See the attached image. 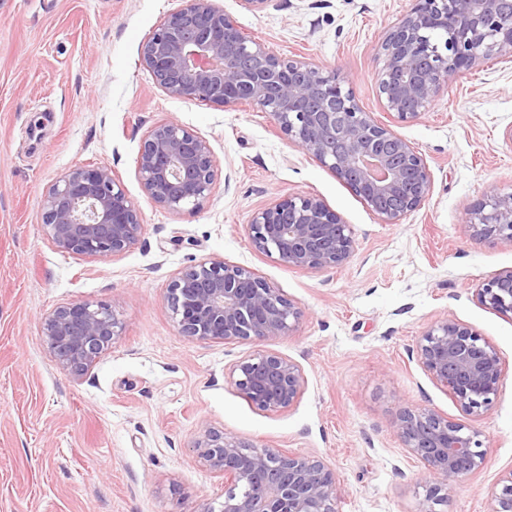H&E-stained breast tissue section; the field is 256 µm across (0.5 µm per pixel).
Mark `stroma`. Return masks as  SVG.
I'll return each instance as SVG.
<instances>
[{"label":"stroma","mask_w":512,"mask_h":512,"mask_svg":"<svg viewBox=\"0 0 512 512\" xmlns=\"http://www.w3.org/2000/svg\"><path fill=\"white\" fill-rule=\"evenodd\" d=\"M279 58L345 80L360 108L422 154L429 195L386 224L260 106L222 109L166 95L139 62L142 43L181 0H0V512H204L224 479L193 442L215 428L243 441L323 459L340 479L338 512H423L424 466L394 421L406 406L476 423L481 469L448 484L447 512H491L512 474V319L476 292L512 269V243L472 236L468 206L512 190V63L460 72L416 120L383 106L378 47L412 0H215ZM172 119L204 137L216 161L197 210L155 205L136 172L141 140ZM112 170L142 219L121 255L57 250L41 226L46 189L68 170ZM287 194L321 198L356 243L340 269H295L252 244L253 213ZM206 257L245 267L299 303L290 335L259 344L179 336L167 302L179 272ZM72 301L112 305L122 324L84 376L55 361L43 318ZM471 326L500 353L504 374L472 419L421 367L416 343L432 323ZM297 362L305 387L266 411L230 380L250 354Z\"/></svg>","instance_id":"35a3bbf8"}]
</instances>
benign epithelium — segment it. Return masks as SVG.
<instances>
[{"mask_svg":"<svg viewBox=\"0 0 512 512\" xmlns=\"http://www.w3.org/2000/svg\"><path fill=\"white\" fill-rule=\"evenodd\" d=\"M380 44L385 63L378 90L388 112L416 119L461 71L480 68L487 54L512 61V0H413ZM448 22V41L431 46L429 28ZM141 65L170 97L217 108L250 100L271 112L282 132L348 184L384 223L397 224L426 200L431 175L403 138L360 109L351 89L301 59L271 55L246 36L213 0H184L141 46ZM137 174L147 196L179 214L199 207L213 189L216 162L209 143L173 120L142 138ZM473 236L512 243V192L466 212ZM42 228L63 252L86 259L117 256L136 243L138 211L112 171L74 168L46 191ZM258 250L298 269H339L355 251L349 226L318 197L289 194L258 210L249 223ZM477 301L512 318V269L489 279ZM178 333L192 340L258 344L289 335L303 316L297 302L250 270L209 257L178 273L168 288ZM112 306L89 301L57 307L42 321L55 359L71 373L89 372L120 335ZM424 371L479 418L493 404L504 372L496 348L467 324L437 321L416 344ZM231 381L262 410L292 406L305 387L302 368L275 352L238 360ZM402 447L425 467L426 512L447 503L450 481L485 462L482 431L434 410L410 406L395 422ZM224 476L220 510L206 512H336L342 488L335 472L312 455L247 444L215 428L193 445ZM493 512H512V472L494 492Z\"/></svg>","mask_w":512,"mask_h":512,"instance_id":"7a95c632","label":"benign epithelium"}]
</instances>
